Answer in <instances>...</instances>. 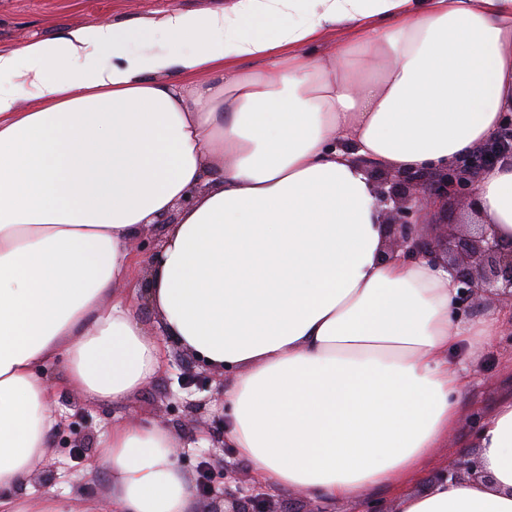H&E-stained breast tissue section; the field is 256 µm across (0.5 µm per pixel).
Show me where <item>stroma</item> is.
<instances>
[{
	"label": "stroma",
	"instance_id": "1",
	"mask_svg": "<svg viewBox=\"0 0 512 512\" xmlns=\"http://www.w3.org/2000/svg\"><path fill=\"white\" fill-rule=\"evenodd\" d=\"M227 0H0V49L8 50L35 38H55L74 27L105 18L136 21L170 11L223 9ZM137 318L156 335L163 351L160 373L141 390L121 401L89 400L66 383L63 363L46 367L56 386L55 407L64 417L51 438L49 459L36 464L31 476L35 495L61 499L106 496L104 475L87 476L84 464L98 452L112 424L135 419L167 427L184 447L181 466L197 473L200 461L210 464L208 493L197 496L198 512H224L225 494L251 488L255 480L235 449L224 444V386L232 375L206 365L161 329L160 315L148 299H140ZM468 385L460 399V421L442 448L426 460L404 491L421 494L448 466L475 452L474 443L486 414L506 395H512V332L503 331L495 348L465 362ZM236 474L224 480L225 469Z\"/></svg>",
	"mask_w": 512,
	"mask_h": 512
}]
</instances>
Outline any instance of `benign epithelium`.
Listing matches in <instances>:
<instances>
[{
    "instance_id": "1",
    "label": "benign epithelium",
    "mask_w": 512,
    "mask_h": 512,
    "mask_svg": "<svg viewBox=\"0 0 512 512\" xmlns=\"http://www.w3.org/2000/svg\"><path fill=\"white\" fill-rule=\"evenodd\" d=\"M507 133L494 137L487 150L471 154L463 160L431 171L403 172L391 178L376 176L375 165L361 160L367 175L373 178L376 196L392 234L390 250L406 258H426L451 271L459 286L458 299L467 310L480 307L485 295H507L512 298V247L504 248L489 237L482 225L467 234L457 233L453 225L441 223V236L429 238L418 232L430 225L437 205L450 198L473 201L477 178L499 160L506 149ZM454 480H477L480 466L465 462L447 471ZM232 512H275L268 494L247 493L238 498Z\"/></svg>"
}]
</instances>
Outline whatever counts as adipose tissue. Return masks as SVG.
<instances>
[{
  "instance_id": "adipose-tissue-1",
  "label": "adipose tissue",
  "mask_w": 512,
  "mask_h": 512,
  "mask_svg": "<svg viewBox=\"0 0 512 512\" xmlns=\"http://www.w3.org/2000/svg\"><path fill=\"white\" fill-rule=\"evenodd\" d=\"M147 32L159 48L132 50ZM509 111L512 0H230L0 50V512H101L25 490L61 423L41 369L63 360L68 384L115 401L154 378L160 345L119 287L130 242L173 211L145 294L167 335L233 371L224 442L260 483L512 512V399L477 437L488 480L401 491L458 424L462 347L493 346L499 319H456L445 268L386 256L359 164L458 160ZM474 209L512 245V159ZM175 446L157 423L106 432L89 469L112 512H196Z\"/></svg>"
}]
</instances>
